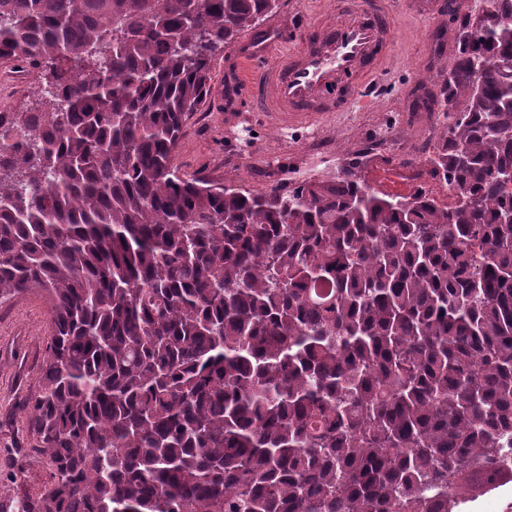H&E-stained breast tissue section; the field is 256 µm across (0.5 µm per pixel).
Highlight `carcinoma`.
I'll use <instances>...</instances> for the list:
<instances>
[{
  "instance_id": "1",
  "label": "carcinoma",
  "mask_w": 512,
  "mask_h": 512,
  "mask_svg": "<svg viewBox=\"0 0 512 512\" xmlns=\"http://www.w3.org/2000/svg\"><path fill=\"white\" fill-rule=\"evenodd\" d=\"M279 0H0V299L50 303L14 512H455L512 475V0L440 91L475 204L343 168L236 191L174 163L217 52ZM8 71H11L8 67L0 66L1 81L4 85L3 94L9 98L10 106L8 109L19 112L24 110L26 105L37 98L39 85L38 82L35 83L32 78H27V82L24 85L14 87L7 76Z\"/></svg>"
}]
</instances>
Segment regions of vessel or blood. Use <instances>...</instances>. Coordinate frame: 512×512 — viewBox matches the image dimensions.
<instances>
[{
  "instance_id": "1",
  "label": "vessel or blood",
  "mask_w": 512,
  "mask_h": 512,
  "mask_svg": "<svg viewBox=\"0 0 512 512\" xmlns=\"http://www.w3.org/2000/svg\"><path fill=\"white\" fill-rule=\"evenodd\" d=\"M384 13V0H373L372 15H349L317 32L306 45L288 49L283 64L262 73L269 89L267 111H317L327 86L375 72L391 42Z\"/></svg>"
}]
</instances>
